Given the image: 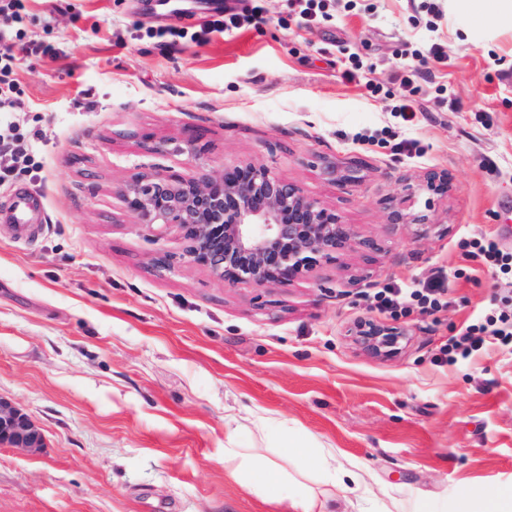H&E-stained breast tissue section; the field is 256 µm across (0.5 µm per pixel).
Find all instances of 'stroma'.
Masks as SVG:
<instances>
[{
    "mask_svg": "<svg viewBox=\"0 0 512 512\" xmlns=\"http://www.w3.org/2000/svg\"><path fill=\"white\" fill-rule=\"evenodd\" d=\"M223 2L257 19L203 44L159 36L156 0H27L21 21L0 17L50 48L23 60L12 115L44 142L41 167L0 187V398L44 445L0 444V512H287L224 463L225 419L258 414L269 428L247 425L237 447L274 460L289 437L357 474L325 512H456L511 488L512 350L487 342L454 364L441 350L512 308V276L472 246L512 251V16L328 0L302 26L296 0ZM187 140L194 154L176 152ZM148 164L185 179L267 166L379 249L225 286L184 258L178 228L153 236L117 194ZM430 172L447 183L409 196ZM15 190L45 205L22 242L5 220ZM392 206L427 225H388ZM440 269L446 306L375 307ZM364 317L406 327L404 348L363 351L350 328Z\"/></svg>",
    "mask_w": 512,
    "mask_h": 512,
    "instance_id": "obj_1",
    "label": "stroma"
}]
</instances>
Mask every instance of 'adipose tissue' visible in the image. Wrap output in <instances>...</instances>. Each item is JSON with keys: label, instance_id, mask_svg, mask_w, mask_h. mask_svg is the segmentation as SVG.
I'll use <instances>...</instances> for the list:
<instances>
[{"label": "adipose tissue", "instance_id": "1", "mask_svg": "<svg viewBox=\"0 0 512 512\" xmlns=\"http://www.w3.org/2000/svg\"><path fill=\"white\" fill-rule=\"evenodd\" d=\"M224 460L245 468V487L252 493L276 503H288L291 512H323L324 501L307 485L296 480V473L316 471L324 484L343 488L336 468V454L330 450L292 447L286 464L248 453L243 448H226Z\"/></svg>", "mask_w": 512, "mask_h": 512}]
</instances>
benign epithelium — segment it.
Here are the masks:
<instances>
[{"mask_svg":"<svg viewBox=\"0 0 512 512\" xmlns=\"http://www.w3.org/2000/svg\"><path fill=\"white\" fill-rule=\"evenodd\" d=\"M118 194L156 234L181 228L187 256L229 284L270 288L322 257L375 248L265 166L247 165L238 177L213 172L193 180L151 170L124 183ZM355 336L377 357L398 353L407 339L404 329L371 319L358 321ZM1 441L27 450L43 445L30 418L0 398Z\"/></svg>","mask_w":512,"mask_h":512,"instance_id":"7a95c632","label":"benign epithelium"}]
</instances>
